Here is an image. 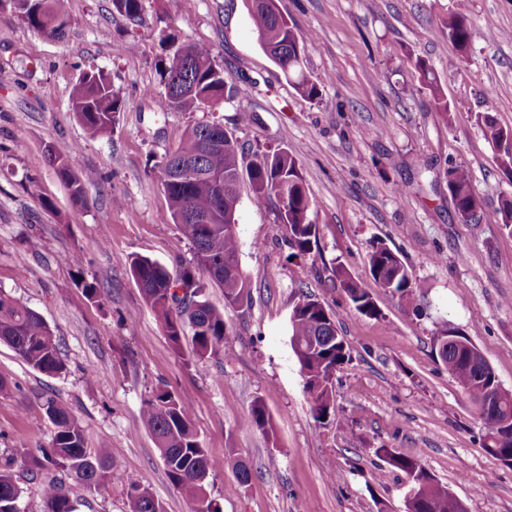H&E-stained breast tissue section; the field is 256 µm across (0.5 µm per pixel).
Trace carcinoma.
<instances>
[{"label": "carcinoma", "instance_id": "1", "mask_svg": "<svg viewBox=\"0 0 512 512\" xmlns=\"http://www.w3.org/2000/svg\"><path fill=\"white\" fill-rule=\"evenodd\" d=\"M115 10L130 23L144 20V0H112ZM20 17L33 30L45 31L56 39L65 36L67 23L62 0H30L19 4ZM251 18L261 44L273 47L271 59L285 78L304 98L319 96L316 82L306 75L303 57L307 38L300 35L288 20L272 13L261 0H252ZM448 37L463 53L476 38L477 28L470 19L468 0H456L454 10L443 20ZM424 83L434 102L447 112L436 77L425 60H416ZM161 82L164 91L152 98L159 112H200L209 104H218L232 95L229 85L212 53L192 44H182L162 63ZM72 112L91 136L112 132L123 101L108 77L100 70L85 72L71 92ZM484 138L498 144L512 130L499 125L493 115L480 116ZM220 136V147L203 149V142ZM76 148L48 151L47 159L70 187L77 202L85 198L86 187L95 176L84 172L75 175L70 158ZM240 146L215 121L194 124L178 147L166 153L156 165L157 178L168 199L172 220L187 211L211 214L213 223L180 222L183 235L195 250V266L175 273L166 265L147 257L129 260L131 275L146 304L161 322L171 344L180 346L191 335L195 355L206 358L218 352L224 343L227 325L224 310L204 298V289L215 285L224 290V306L241 307L249 299L248 284L240 271L239 244L228 218L235 215L239 202V183L248 176L254 202L265 205L274 202L281 192L287 199L277 207L280 223L288 233V243L300 255L310 253L316 225L311 220L312 204L305 181L294 155L287 150L257 154L244 170L239 161ZM184 156L193 157L198 165L196 175L176 179L173 170ZM224 175V183L214 176ZM448 193L455 212L469 224L482 223L483 207L472 187L468 172L460 166H448ZM372 277L380 287L408 306L417 302L416 282L399 256L385 244L372 245L369 252ZM340 287L354 308L366 315H377V308L366 288L352 279L344 268L335 270ZM328 310L316 299L304 295L292 309L289 322L291 345L305 379L306 390L312 397V412L316 419H329L335 412L333 377L336 370L349 360L348 345L340 336L335 320L325 319ZM0 343L11 347L26 363L46 374L64 370L59 344L46 321L17 298L0 290ZM440 361L458 385L477 406L484 432V448L492 456L508 463L512 456V440L501 437L512 433V391L501 387L493 369L466 336L459 332L437 338ZM500 389L496 403L483 405L488 387ZM46 413L54 426L52 448L42 456H31L28 471L33 472L54 464L67 470L88 487L106 481H119L127 487L128 512H165L142 481L113 468L106 449L91 452L84 446L82 430L61 401L47 403ZM142 420L152 433L173 485L180 488L191 504V512H219L209 491L210 460L202 448L191 421L189 407L167 390L160 389L146 402ZM248 420L251 426L270 434V420L261 402L252 407ZM386 463L403 472L413 484L416 495L411 512H448V489L440 486L416 457L384 452ZM44 512H76L65 487L48 483L40 489ZM21 490L11 471V463L0 465V512H19L17 502Z\"/></svg>", "mask_w": 512, "mask_h": 512}]
</instances>
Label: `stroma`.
<instances>
[{"label":"stroma","mask_w":512,"mask_h":512,"mask_svg":"<svg viewBox=\"0 0 512 512\" xmlns=\"http://www.w3.org/2000/svg\"><path fill=\"white\" fill-rule=\"evenodd\" d=\"M301 35L304 65L320 94L308 100L266 56L249 0H146L129 24L112 0H65L68 27L56 40L0 6V289L53 330L63 374L33 369L0 345V461L50 448L45 402L62 400L86 448L107 446L113 468L137 476L166 512H190L168 479L142 421L165 389L188 405L208 451L220 512H406L410 484L379 449L418 457L469 512H512V467L483 447L477 409L436 353L443 330L466 335L503 388L512 390V232L498 213L512 176L496 165L478 117L512 129V0H468L480 36L460 54L441 21L454 0H277ZM207 48L234 84L233 100L205 112H156L159 65L171 43ZM434 73L448 111L435 105L417 59ZM96 68L124 102L111 134L90 137L70 93ZM257 116L240 123V109ZM216 121L245 158L292 151L312 201L316 239L294 256L274 206L242 185L235 233L250 302L224 305L217 355L197 359L190 339L173 348L125 260L169 270L193 266L154 167L195 123ZM78 145L74 172H95L84 202L46 160L48 148ZM466 169L483 201L482 224L461 222L448 197L449 166ZM49 198L44 209L38 196ZM384 242L418 284L410 308L377 285L368 253ZM82 257L77 266L65 253ZM344 267L369 291L377 316L359 313L340 288ZM93 284L97 297L78 288ZM309 294L331 312L349 345L337 370L336 414L317 422L292 350L289 316ZM262 402L266 437L247 423ZM244 463L249 483L235 474ZM20 512H43L39 488L62 483L76 512H126L127 489H89L49 464L37 476L16 467Z\"/></svg>","instance_id":"stroma-1"}]
</instances>
